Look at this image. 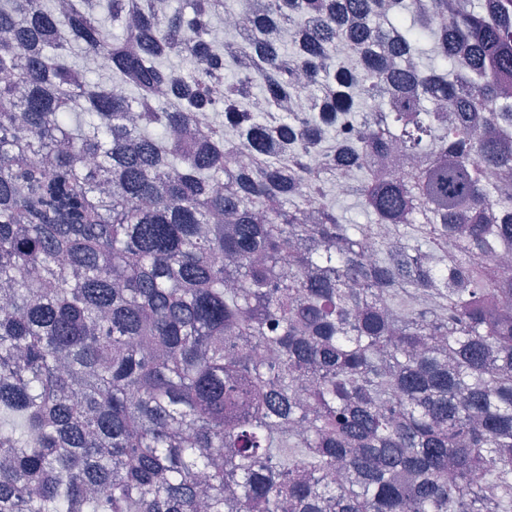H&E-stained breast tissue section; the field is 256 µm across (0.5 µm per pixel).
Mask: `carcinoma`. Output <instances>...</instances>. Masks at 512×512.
Segmentation results:
<instances>
[{"instance_id":"carcinoma-1","label":"carcinoma","mask_w":512,"mask_h":512,"mask_svg":"<svg viewBox=\"0 0 512 512\" xmlns=\"http://www.w3.org/2000/svg\"><path fill=\"white\" fill-rule=\"evenodd\" d=\"M237 5L0 0V512H512V0Z\"/></svg>"}]
</instances>
